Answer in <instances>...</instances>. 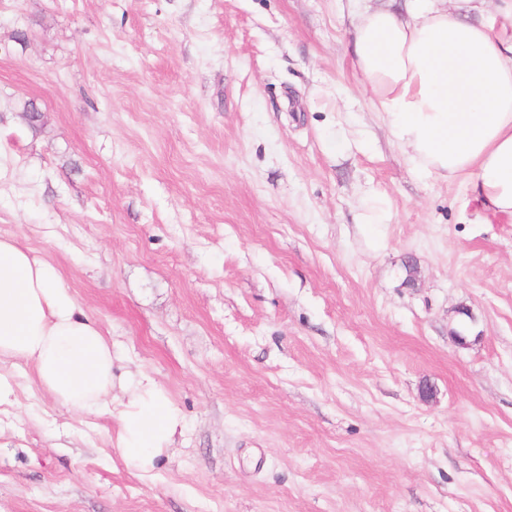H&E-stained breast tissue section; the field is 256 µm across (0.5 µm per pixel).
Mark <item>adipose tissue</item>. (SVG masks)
<instances>
[{
    "mask_svg": "<svg viewBox=\"0 0 512 512\" xmlns=\"http://www.w3.org/2000/svg\"><path fill=\"white\" fill-rule=\"evenodd\" d=\"M393 0L360 10L352 65L412 168L467 178L481 223L512 218V0ZM31 363L57 403L118 421L116 444L141 473L181 417L143 371L112 395L116 356L51 262L0 238V363Z\"/></svg>",
    "mask_w": 512,
    "mask_h": 512,
    "instance_id": "obj_1",
    "label": "adipose tissue"
}]
</instances>
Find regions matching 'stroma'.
Instances as JSON below:
<instances>
[{
    "mask_svg": "<svg viewBox=\"0 0 512 512\" xmlns=\"http://www.w3.org/2000/svg\"><path fill=\"white\" fill-rule=\"evenodd\" d=\"M351 30L348 0H0V236L184 424L142 474L17 362L0 512H512V219L412 169Z\"/></svg>",
    "mask_w": 512,
    "mask_h": 512,
    "instance_id": "1",
    "label": "stroma"
}]
</instances>
